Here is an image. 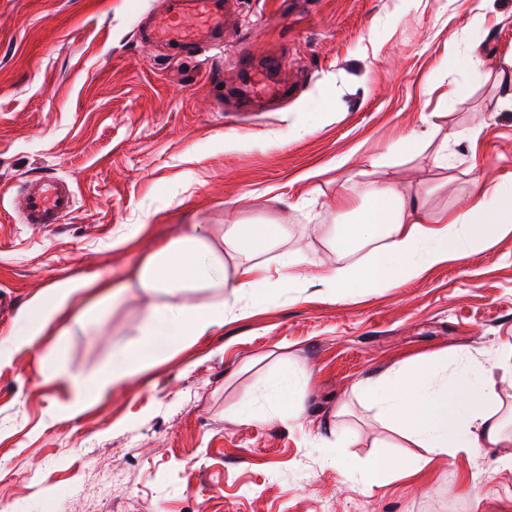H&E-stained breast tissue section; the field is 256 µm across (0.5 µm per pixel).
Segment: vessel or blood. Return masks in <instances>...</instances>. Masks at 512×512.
Wrapping results in <instances>:
<instances>
[{"mask_svg": "<svg viewBox=\"0 0 512 512\" xmlns=\"http://www.w3.org/2000/svg\"><path fill=\"white\" fill-rule=\"evenodd\" d=\"M224 33L222 0H171L166 9L148 16L141 37L180 53L198 48L202 38ZM75 206V192L64 179L48 176L30 183L14 207L25 224H58Z\"/></svg>", "mask_w": 512, "mask_h": 512, "instance_id": "obj_1", "label": "vessel or blood"}]
</instances>
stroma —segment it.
Here are the masks:
<instances>
[{"label":"stroma","mask_w":512,"mask_h":512,"mask_svg":"<svg viewBox=\"0 0 512 512\" xmlns=\"http://www.w3.org/2000/svg\"><path fill=\"white\" fill-rule=\"evenodd\" d=\"M165 6L0 0V290L15 299L0 339L53 280L127 277L190 224L273 219L313 262L365 263L372 245L328 244L337 183L355 205L366 180L392 176L451 215L512 183V107L499 102L512 0H224L223 41L178 63L140 38ZM476 37L488 63L472 70ZM245 54L278 56L276 82L242 71ZM344 155L356 176L336 168ZM43 176L75 192L54 228L20 223L9 204ZM137 224L146 232L111 249ZM142 305L133 295L101 323L69 325L67 372L101 367ZM507 342L512 231L338 302L282 291L77 410L68 381H44L34 351L14 346L0 359V512H512L502 448L435 455L375 488L353 476L371 457L415 454L359 379L443 351L487 365ZM289 370L309 375L297 420H234Z\"/></svg>","instance_id":"1"}]
</instances>
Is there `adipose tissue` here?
Wrapping results in <instances>:
<instances>
[{"instance_id": "obj_1", "label": "adipose tissue", "mask_w": 512, "mask_h": 512, "mask_svg": "<svg viewBox=\"0 0 512 512\" xmlns=\"http://www.w3.org/2000/svg\"><path fill=\"white\" fill-rule=\"evenodd\" d=\"M364 197L356 221L340 226L338 245L374 244L368 265L327 267L308 261L289 248L284 224H193L146 255L127 281L56 279L21 311L13 338L0 340V357L17 343L36 349L42 377H68L81 407L146 373L173 347L210 335L227 319L246 317L248 303L281 289L317 286L339 301L348 291L390 287L448 260L465 259L512 227L511 185L485 190L452 219L422 212L418 197L405 195L388 180L366 183ZM132 288L147 298L136 340L113 351L93 375H67L60 344L41 346V337L68 311L77 324L101 318ZM302 379L299 373L279 375L270 393L271 410H252L251 419L285 425L298 417ZM506 382L512 384V344L497 349L490 370L468 362L452 372L442 355L362 378L359 393L423 450L404 467L384 456L372 459L364 480L380 486L398 469L417 474L430 454L512 446V410H504L499 395Z\"/></svg>"}]
</instances>
